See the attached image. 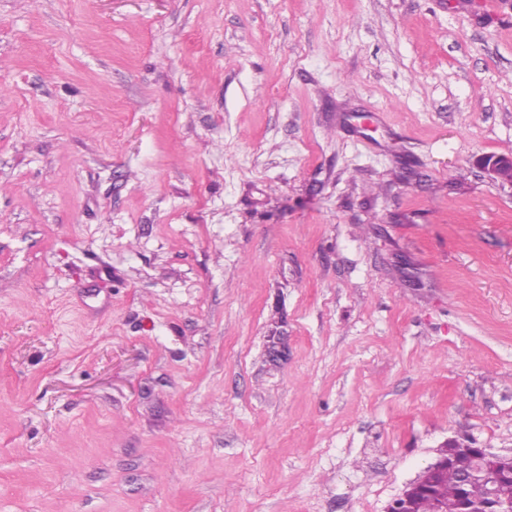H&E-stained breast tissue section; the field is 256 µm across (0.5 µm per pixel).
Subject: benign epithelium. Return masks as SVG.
<instances>
[{"instance_id":"1","label":"benign epithelium","mask_w":512,"mask_h":512,"mask_svg":"<svg viewBox=\"0 0 512 512\" xmlns=\"http://www.w3.org/2000/svg\"><path fill=\"white\" fill-rule=\"evenodd\" d=\"M481 164L490 179L512 184V155H486ZM459 454L474 455L480 462L473 473L463 476L462 483L467 484L481 476L491 479L493 484L486 502L472 505L465 500L460 512H504L512 501V454L489 453L469 439L447 440L441 446L437 460L390 503L387 512H412L418 496L431 493L437 479L448 469V460Z\"/></svg>"}]
</instances>
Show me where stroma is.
<instances>
[{"label":"stroma","mask_w":512,"mask_h":512,"mask_svg":"<svg viewBox=\"0 0 512 512\" xmlns=\"http://www.w3.org/2000/svg\"><path fill=\"white\" fill-rule=\"evenodd\" d=\"M489 154L512 0H0V512H386L511 453Z\"/></svg>","instance_id":"1"}]
</instances>
